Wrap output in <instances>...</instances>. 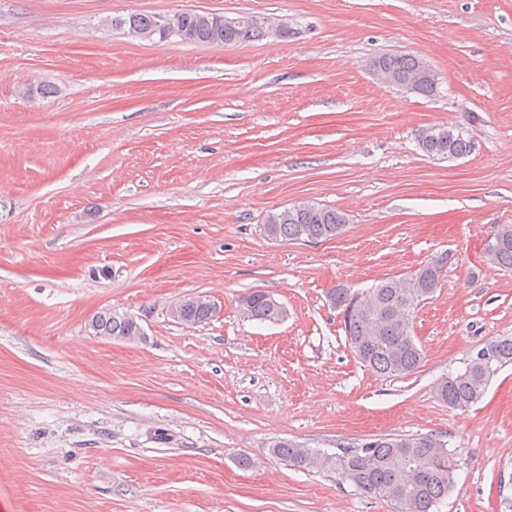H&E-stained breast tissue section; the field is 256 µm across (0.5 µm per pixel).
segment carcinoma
<instances>
[{"instance_id": "carcinoma-1", "label": "carcinoma", "mask_w": 512, "mask_h": 512, "mask_svg": "<svg viewBox=\"0 0 512 512\" xmlns=\"http://www.w3.org/2000/svg\"><path fill=\"white\" fill-rule=\"evenodd\" d=\"M219 15L198 12L160 14L132 13L112 18V28L142 38L172 37L210 45H231L262 39L248 27V17L234 24L217 21ZM373 65L391 71L401 83L417 71L427 73L417 89L428 96L436 90V75L422 60L410 55L389 54ZM418 147L429 156L458 158L471 152V139L445 126H431L418 135ZM347 215L337 209L313 204L306 210L286 207L267 215L263 231L275 240L309 242L340 236L346 229ZM498 238L486 245L491 260L504 270H512V224H500ZM445 269L427 262L413 272L412 286L400 288L397 279L387 278L366 292L338 287L329 291L336 305L345 311L344 329L352 353L363 365L386 378L412 374L423 360L414 336V321L420 307L440 287ZM251 320L272 321L273 301L269 293L253 290L242 296ZM217 314L213 303L189 299L182 304L178 321L201 324ZM89 328L96 336H134L137 326L124 314L110 309L94 315ZM489 355L471 356L464 367L440 378L434 392L451 409L465 410L485 394L492 378L512 364V336H492L484 345ZM271 452L292 465L333 472L369 497H386L395 502L397 512H434L457 487L458 464L455 453L436 435H394L372 438L364 443L337 445L330 453L307 448L291 441H277Z\"/></svg>"}]
</instances>
